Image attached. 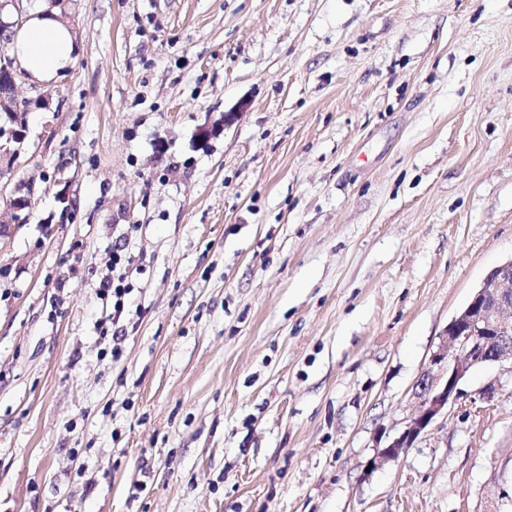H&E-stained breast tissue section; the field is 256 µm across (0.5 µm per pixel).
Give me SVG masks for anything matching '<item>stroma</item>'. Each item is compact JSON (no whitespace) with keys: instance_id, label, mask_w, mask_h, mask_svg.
Returning a JSON list of instances; mask_svg holds the SVG:
<instances>
[{"instance_id":"35a3bbf8","label":"stroma","mask_w":512,"mask_h":512,"mask_svg":"<svg viewBox=\"0 0 512 512\" xmlns=\"http://www.w3.org/2000/svg\"><path fill=\"white\" fill-rule=\"evenodd\" d=\"M62 9L80 53L18 79L49 102L0 179V224L37 188L0 244V512H512L506 363L368 465L512 257V0ZM127 286H123L122 284H115L113 281L111 282L109 279L104 278L100 282L99 286V294L103 297V299L112 296V326L114 324L113 320L116 317H119L123 312L125 307V297L129 293V288Z\"/></svg>"}]
</instances>
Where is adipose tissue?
<instances>
[{
    "instance_id": "ef3b65f1",
    "label": "adipose tissue",
    "mask_w": 512,
    "mask_h": 512,
    "mask_svg": "<svg viewBox=\"0 0 512 512\" xmlns=\"http://www.w3.org/2000/svg\"><path fill=\"white\" fill-rule=\"evenodd\" d=\"M77 39L57 13L33 11L13 42V53L31 80L51 83L74 62Z\"/></svg>"
}]
</instances>
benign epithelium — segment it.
<instances>
[{"label":"benign epithelium","mask_w":512,"mask_h":512,"mask_svg":"<svg viewBox=\"0 0 512 512\" xmlns=\"http://www.w3.org/2000/svg\"><path fill=\"white\" fill-rule=\"evenodd\" d=\"M20 2L0 0V13L10 5L16 10L13 21L0 18V75L8 76L13 85L24 74L7 50L13 29L25 21ZM20 143L19 138H0V173L7 171L17 158ZM35 194V185L31 184L25 188V194L11 196L10 206L17 223L26 222L23 212L29 209ZM507 360L512 361V259L492 269L469 302L450 320L430 357V368L418 381L417 411L405 429L380 449L370 463L376 466L404 454L448 406L463 397L461 385L473 370Z\"/></svg>","instance_id":"obj_1"}]
</instances>
